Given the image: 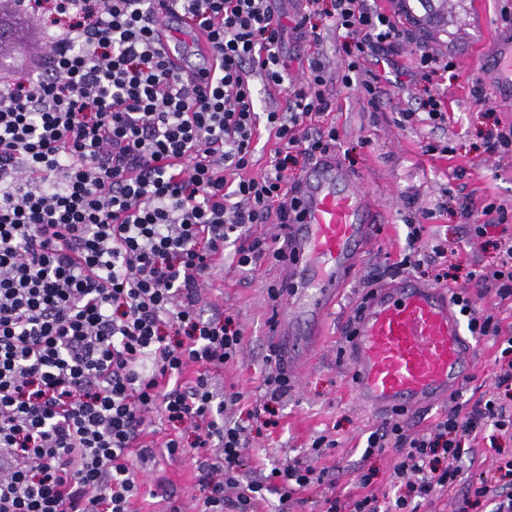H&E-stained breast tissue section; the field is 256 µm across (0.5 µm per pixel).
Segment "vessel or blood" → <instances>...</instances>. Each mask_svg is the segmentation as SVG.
Instances as JSON below:
<instances>
[{
    "label": "vessel or blood",
    "mask_w": 512,
    "mask_h": 512,
    "mask_svg": "<svg viewBox=\"0 0 512 512\" xmlns=\"http://www.w3.org/2000/svg\"><path fill=\"white\" fill-rule=\"evenodd\" d=\"M159 46L181 71L216 61L202 33L183 35L169 14L158 26ZM499 100H512V46L491 67ZM296 219L282 228L279 288L285 306L277 318L278 344L287 365L297 366L321 334L326 311L368 247L375 206L358 179L329 159L302 176ZM353 359L351 386L373 414L414 417L446 402L468 377L473 348L448 292L413 279L370 289L348 322Z\"/></svg>",
    "instance_id": "b4317fda"
}]
</instances>
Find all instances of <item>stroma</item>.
<instances>
[{
	"label": "stroma",
	"instance_id": "stroma-1",
	"mask_svg": "<svg viewBox=\"0 0 512 512\" xmlns=\"http://www.w3.org/2000/svg\"><path fill=\"white\" fill-rule=\"evenodd\" d=\"M377 8L408 34L396 55L378 54L365 62V70L379 77L383 90L377 103L354 88H344L335 77L345 65L347 39L327 16L329 0H276L275 10L287 27L284 55L289 84H300L312 61H320L328 78V108L313 116L311 127L333 126L340 140L333 153L342 170L361 178L365 191L375 200L376 216L368 230V251L355 269L347 293L326 319L325 334L311 361L290 372L293 388L276 403L277 426L251 433L242 480L253 478L259 464H282L310 458L311 445L324 436L335 445L326 449L319 466L328 471L334 492L341 499L360 495L358 470L372 469L370 488L380 505H387L406 491L405 482L392 474V451L365 456L368 435L380 428L379 418L367 415L356 403L349 385L351 357L343 348L342 331L351 311L376 284L394 278V262L405 246L406 218L434 210L420 243L422 250L440 245L442 252L426 270L407 271L406 276L434 284L442 272L448 290L466 286L468 271L495 263L501 244L512 246V222L475 237L467 211H480L492 203L512 214V150L497 147L496 134L512 126V106L496 102L483 91L482 60L493 49V35L506 32L512 19V0H454L448 10L446 31L427 33L403 13L401 0H375ZM310 15L319 39L297 27L301 16ZM439 57L450 58L455 67L440 69L429 78L395 76L393 64L413 68L418 46ZM443 100L447 119L439 126L400 125L401 112L419 108L428 96ZM448 146V153L429 151V144ZM280 266L265 261L248 272L217 262L202 289L206 316L231 317L242 332L238 357L215 375L224 390L243 394L245 406H254L265 393V358L275 344L270 320L273 302L268 288L277 286ZM474 366L459 389V400H475L494 387L495 360L499 347L492 341L473 338ZM471 447L475 462L470 477H498L501 459L512 458V437L490 444L476 436ZM199 450L178 459L166 454L134 457V470L148 493L136 499V512H167L170 503L183 512H201L203 491L197 458H209Z\"/></svg>",
	"mask_w": 512,
	"mask_h": 512
}]
</instances>
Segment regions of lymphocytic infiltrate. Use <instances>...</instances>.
I'll return each mask as SVG.
<instances>
[{
	"instance_id": "lymphocytic-infiltrate-1",
	"label": "lymphocytic infiltrate",
	"mask_w": 512,
	"mask_h": 512,
	"mask_svg": "<svg viewBox=\"0 0 512 512\" xmlns=\"http://www.w3.org/2000/svg\"><path fill=\"white\" fill-rule=\"evenodd\" d=\"M330 4L353 43L340 81L377 100L363 64L405 33L364 0ZM11 5L43 49L28 72L0 70V512H131L141 485L130 451L151 411L195 433L189 445L167 438L168 456L213 449L199 465L203 512H262L270 493L297 505L325 470L296 461L241 479L246 427L231 411L242 396L217 389L213 373L237 357L242 335L205 316L200 288L217 261L252 271L281 259L275 238L250 229L273 210L292 221L294 154L312 161L337 146L336 128L307 126L328 106L323 68L310 64L287 87V111L261 115L254 78L280 87L286 76L271 0ZM166 11L206 35L214 69L188 78L172 67L155 35ZM265 133L275 147L255 174ZM452 300L470 335L502 347L494 392L426 433L387 420L365 452H396L406 494L384 509L372 495L328 497L323 512H420L472 462L473 433L512 434V336L466 292ZM175 328L185 339L172 344ZM464 507L512 512V487L471 481Z\"/></svg>"
}]
</instances>
